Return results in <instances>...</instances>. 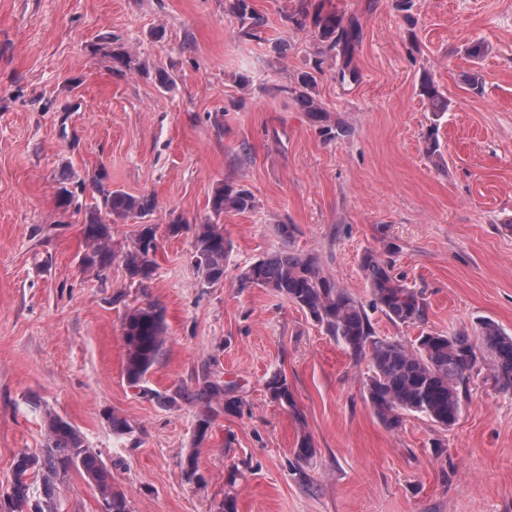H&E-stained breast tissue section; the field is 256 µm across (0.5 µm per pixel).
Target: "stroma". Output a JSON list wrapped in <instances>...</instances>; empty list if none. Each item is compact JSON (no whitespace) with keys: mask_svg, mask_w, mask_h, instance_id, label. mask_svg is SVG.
<instances>
[{"mask_svg":"<svg viewBox=\"0 0 512 512\" xmlns=\"http://www.w3.org/2000/svg\"><path fill=\"white\" fill-rule=\"evenodd\" d=\"M357 18L351 67L318 58L313 25L289 20L300 0H251L260 38L240 32L226 0H0V494L16 456L41 448L42 406L79 428L131 512H219L231 468L237 512H512V392L477 378L452 427L408 414L387 428L365 399L369 362L350 355L299 306L237 275L291 247L361 302L376 335L405 345L424 331H473L491 319L512 335V0H311ZM120 39L150 75L113 71ZM490 51L475 60L474 41ZM168 71L160 87L153 70ZM482 76L480 91L466 76ZM313 74L322 120L294 90ZM448 98L434 121L420 87ZM438 124L442 166L426 153ZM105 168L113 188L154 195L160 247L146 285L121 260L83 271L82 215L60 214L59 179ZM252 210L221 216L233 243L222 283L207 287L193 238L225 183ZM294 225L291 242L277 233ZM421 292L424 322L373 307L367 252ZM165 310L164 355L143 388L128 385L127 307ZM238 385L243 414L217 413L183 474L197 410L161 396L202 370ZM284 375L295 411L265 389ZM132 427L116 434L107 414ZM309 436L317 450L298 464Z\"/></svg>","mask_w":512,"mask_h":512,"instance_id":"stroma-1","label":"stroma"}]
</instances>
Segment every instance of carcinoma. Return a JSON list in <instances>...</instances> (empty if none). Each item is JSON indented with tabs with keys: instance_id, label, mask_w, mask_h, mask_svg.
<instances>
[{
	"instance_id": "1",
	"label": "carcinoma",
	"mask_w": 512,
	"mask_h": 512,
	"mask_svg": "<svg viewBox=\"0 0 512 512\" xmlns=\"http://www.w3.org/2000/svg\"><path fill=\"white\" fill-rule=\"evenodd\" d=\"M228 11L246 25L248 34L260 30L265 18L251 6L250 0H227ZM296 25L311 21L317 29L322 52L343 55L341 78L354 76L349 69L351 55L360 34L355 19H344L334 11L317 6L309 11L302 4L289 17ZM113 68L118 71L141 70V64L125 45L113 42L110 53ZM311 79L302 81L297 96L313 118L323 117L320 107L307 92ZM422 95L430 112L441 118L448 111V99L430 80L423 82ZM94 203L85 211L83 237L87 251L81 264L85 269L106 270L120 256L131 283L140 285L151 280L157 268L158 246L155 229L146 224L136 236L133 246L116 254L112 244V223L117 220L140 219L153 215L157 208L151 194L131 195L111 188L105 169L91 178ZM75 191L63 182L57 188L56 205L67 212L74 203ZM213 218L205 224L190 225L178 216L167 225L168 235L177 237L190 231L194 238L195 267L202 283L214 285L224 281V268L232 250V242L224 236L219 224L222 214L245 212L254 208L255 197L243 184H224L216 188L209 201ZM365 274L373 305L394 324H416L425 320V303L421 294L394 275L390 263L376 254L363 255ZM242 288L259 287L284 296L298 305L327 334L339 339L356 358L369 359L371 374L365 381V392L379 419L390 429L402 425L403 416L421 414L431 422L450 427L463 410V393L471 379L484 376L493 387L512 391V336L495 322L480 323L477 341L465 331L444 335L423 332L413 347L390 337L375 335L364 306L345 288L322 274L318 258L283 248L242 268L238 275ZM125 347L124 374L128 384L141 386L150 369L158 362L165 345V310L148 303L128 308L122 321ZM269 399L284 409L296 410L293 392L286 378L274 374L266 381ZM182 401L201 409L195 430V445L206 439L218 410L243 414L246 403L235 386L224 383L218 374L208 372L197 377L195 387L179 389L167 402ZM44 444L34 453L22 452L14 461L10 492L4 502L5 512H60L59 492L76 471L95 485L101 496L103 512H130L126 495L112 486V474L99 454L86 444L82 433L69 421L46 409L43 412ZM297 462L306 463L316 448L303 435L293 449ZM41 476L42 498L32 500L31 478ZM241 472L233 470L227 478L229 491L224 493L220 512H236V497L230 492Z\"/></svg>"
}]
</instances>
